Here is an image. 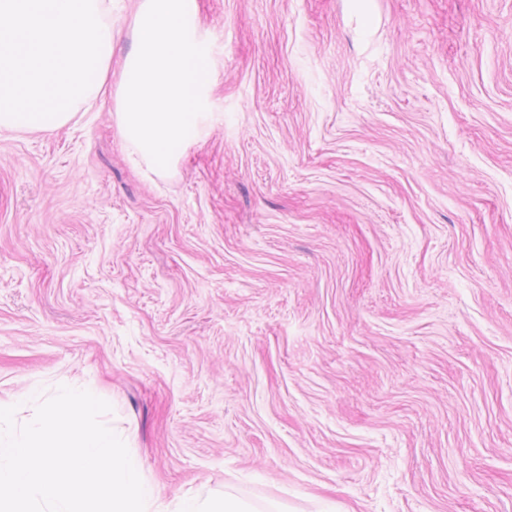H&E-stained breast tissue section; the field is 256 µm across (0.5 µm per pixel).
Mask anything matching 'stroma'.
Returning a JSON list of instances; mask_svg holds the SVG:
<instances>
[{"label": "stroma", "mask_w": 512, "mask_h": 512, "mask_svg": "<svg viewBox=\"0 0 512 512\" xmlns=\"http://www.w3.org/2000/svg\"><path fill=\"white\" fill-rule=\"evenodd\" d=\"M135 0H112V71ZM212 121L0 130V404L167 503L512 512V0H196Z\"/></svg>", "instance_id": "stroma-1"}]
</instances>
